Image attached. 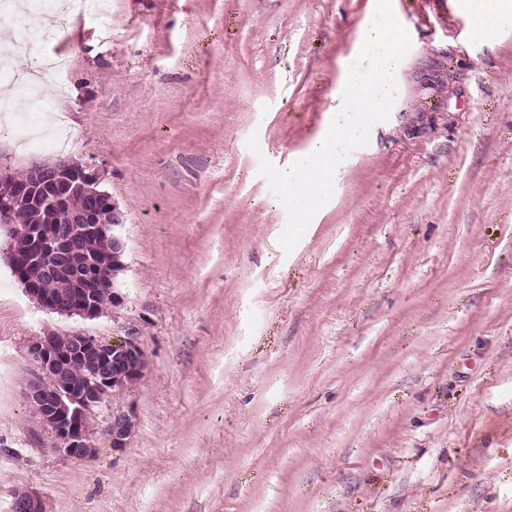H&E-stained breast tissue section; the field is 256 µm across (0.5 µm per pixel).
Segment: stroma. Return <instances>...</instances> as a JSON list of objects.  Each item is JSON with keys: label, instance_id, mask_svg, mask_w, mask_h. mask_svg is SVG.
<instances>
[{"label": "stroma", "instance_id": "35a3bbf8", "mask_svg": "<svg viewBox=\"0 0 512 512\" xmlns=\"http://www.w3.org/2000/svg\"><path fill=\"white\" fill-rule=\"evenodd\" d=\"M18 69L65 116L0 164L66 158L125 211L126 303L40 308L0 239V512H512V15L391 0L411 49L388 121L292 252L260 175L324 129L376 0H103ZM257 136L259 152L247 142ZM134 336L120 447L76 460L25 393L33 338ZM11 509L13 512H46L42 499L25 487L14 490Z\"/></svg>", "mask_w": 512, "mask_h": 512}]
</instances>
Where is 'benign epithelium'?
<instances>
[{
	"label": "benign epithelium",
	"mask_w": 512,
	"mask_h": 512,
	"mask_svg": "<svg viewBox=\"0 0 512 512\" xmlns=\"http://www.w3.org/2000/svg\"><path fill=\"white\" fill-rule=\"evenodd\" d=\"M28 177L18 180L12 169L0 166V226L5 229L10 269L16 279L25 278L27 268L46 264V272L64 276L76 284L68 296H57L26 281L24 291L41 308L65 316L93 319L101 314L96 304V290L108 289L112 295V317H118L126 302L121 275L127 240L125 214L111 197L97 189L98 178L88 169L67 159L51 164H33ZM85 191L90 204L75 211L69 206L71 190ZM48 210L53 213L48 224L21 227L10 223L11 212L19 207ZM110 211L111 224L95 223L94 212ZM112 241V268L106 270L85 250L86 239L98 232ZM23 239L34 247L31 252L18 251L14 244ZM28 354L38 373L29 383L26 399L32 413L55 436L60 449L69 457L82 460L97 451V435L112 440L117 447L134 428L133 407L119 406L102 427L92 421L94 409L120 398L147 375L148 356L133 336L113 343L80 332L38 336ZM80 363L87 368L85 380L72 381V367ZM12 512H46L42 499L25 487L12 494Z\"/></svg>",
	"instance_id": "benign-epithelium-1"
}]
</instances>
